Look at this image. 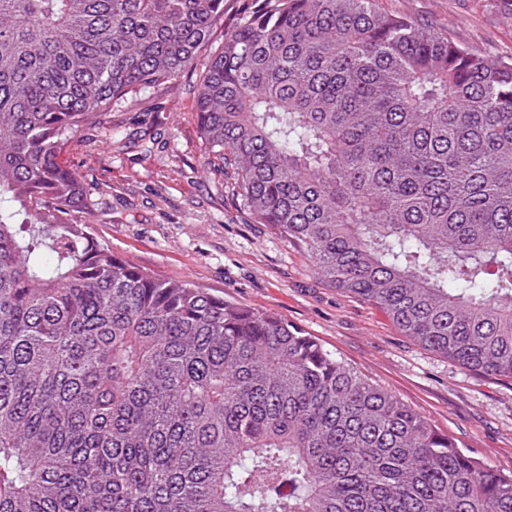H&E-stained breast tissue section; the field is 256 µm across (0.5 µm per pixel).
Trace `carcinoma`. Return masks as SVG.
Instances as JSON below:
<instances>
[{"label": "carcinoma", "instance_id": "carcinoma-1", "mask_svg": "<svg viewBox=\"0 0 512 512\" xmlns=\"http://www.w3.org/2000/svg\"><path fill=\"white\" fill-rule=\"evenodd\" d=\"M0 0V512H512V474L268 311L89 232L81 128L200 66L213 165L328 286L512 379V56L377 0Z\"/></svg>", "mask_w": 512, "mask_h": 512}]
</instances>
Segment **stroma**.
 <instances>
[{
    "instance_id": "1",
    "label": "stroma",
    "mask_w": 512,
    "mask_h": 512,
    "mask_svg": "<svg viewBox=\"0 0 512 512\" xmlns=\"http://www.w3.org/2000/svg\"><path fill=\"white\" fill-rule=\"evenodd\" d=\"M491 56L512 53V0H379ZM188 70L171 87L115 106L64 147L87 176L93 236L148 272L260 308L315 336L459 447L512 473V381L475 374L404 336L379 308L330 288L307 256L250 223L208 165ZM160 139L144 151L143 140Z\"/></svg>"
}]
</instances>
